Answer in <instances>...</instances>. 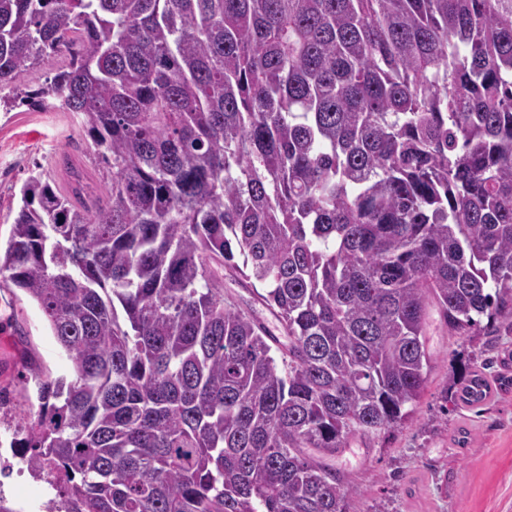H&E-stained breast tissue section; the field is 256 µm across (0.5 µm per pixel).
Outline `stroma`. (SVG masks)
Masks as SVG:
<instances>
[{
  "mask_svg": "<svg viewBox=\"0 0 512 512\" xmlns=\"http://www.w3.org/2000/svg\"><path fill=\"white\" fill-rule=\"evenodd\" d=\"M85 170L96 192L108 186L91 141L71 114L19 104L0 109V243H6L20 206V187L34 172L67 181L68 166ZM427 340L433 369L414 417L364 446L352 442L334 459L339 475L357 485L351 512H512V387L478 407H447L468 370L500 373L512 352V330L452 336L430 317ZM65 374L64 356L38 306L14 287L0 288V460L13 466L0 491L14 512H60L64 497L44 473L31 472L14 440L23 438L29 404L22 391L30 373Z\"/></svg>",
  "mask_w": 512,
  "mask_h": 512,
  "instance_id": "1",
  "label": "stroma"
}]
</instances>
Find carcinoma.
<instances>
[{
	"instance_id": "obj_1",
	"label": "carcinoma",
	"mask_w": 512,
	"mask_h": 512,
	"mask_svg": "<svg viewBox=\"0 0 512 512\" xmlns=\"http://www.w3.org/2000/svg\"><path fill=\"white\" fill-rule=\"evenodd\" d=\"M4 87L110 174L30 176L0 252L70 363L24 437L68 512H350L326 460L413 417L430 312L512 329V0H0ZM219 274L224 277V297L232 298L240 304L241 308H245L246 304L252 305L257 316L265 319L266 323L270 327L275 326L276 321L273 317L264 309L261 305H254L252 303L251 295L246 288H243L237 281H234L232 277L225 271H220ZM243 305V306H242Z\"/></svg>"
}]
</instances>
